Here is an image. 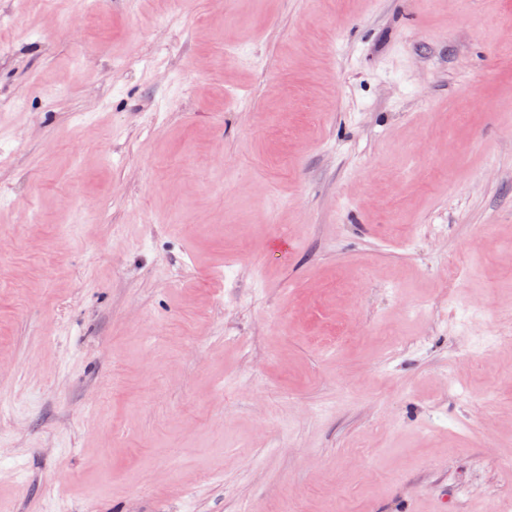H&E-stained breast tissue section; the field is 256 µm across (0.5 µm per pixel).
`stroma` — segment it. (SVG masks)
Listing matches in <instances>:
<instances>
[{"label": "stroma", "instance_id": "stroma-1", "mask_svg": "<svg viewBox=\"0 0 512 512\" xmlns=\"http://www.w3.org/2000/svg\"><path fill=\"white\" fill-rule=\"evenodd\" d=\"M431 499L512 512V0H0V512Z\"/></svg>", "mask_w": 512, "mask_h": 512}]
</instances>
